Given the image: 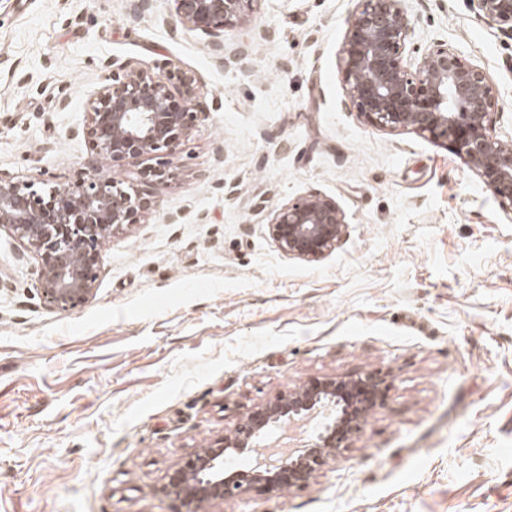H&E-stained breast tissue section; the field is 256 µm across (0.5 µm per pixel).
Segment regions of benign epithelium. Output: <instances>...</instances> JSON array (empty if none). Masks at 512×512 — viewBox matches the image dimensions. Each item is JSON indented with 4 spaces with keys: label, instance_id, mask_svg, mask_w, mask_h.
<instances>
[{
    "label": "benign epithelium",
    "instance_id": "obj_1",
    "mask_svg": "<svg viewBox=\"0 0 512 512\" xmlns=\"http://www.w3.org/2000/svg\"><path fill=\"white\" fill-rule=\"evenodd\" d=\"M175 22L214 38L224 50V29L246 23L252 0H172ZM348 23L340 73L346 98L367 125L445 140L451 150L512 209V140L493 133L499 100L487 74L440 45L415 70L402 54L410 21L405 0H361ZM477 13L512 32V0H471ZM195 79L181 71L158 75L146 68L114 72L87 102L83 134L112 166L145 158V174L172 176V158L197 119ZM146 202L124 182L94 171L72 186L42 179L0 177V231L8 232L37 261V294L44 308L67 312L97 292L103 242L139 223ZM345 217L320 195L272 210L269 231L281 251L320 260L342 236ZM388 387L378 372L354 378L315 379L244 415L232 433L178 464L163 486L182 512H203L215 499L253 488L280 492L304 488L360 434ZM321 431L303 449L282 452L261 470L224 475V457L259 447L275 430L327 410Z\"/></svg>",
    "mask_w": 512,
    "mask_h": 512
}]
</instances>
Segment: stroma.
<instances>
[{"mask_svg": "<svg viewBox=\"0 0 512 512\" xmlns=\"http://www.w3.org/2000/svg\"><path fill=\"white\" fill-rule=\"evenodd\" d=\"M359 0H253L224 45L171 0H0V176L84 172L147 199L105 243L95 297L43 307L36 261L0 233V512H179L168 473L254 407L312 379L380 372L388 398L305 488L206 512H512V211L444 141L366 125L340 58ZM405 60L443 44L499 93L512 139V33L471 0H405ZM193 75L176 173L115 167L82 134L112 71ZM71 104L58 110L56 97ZM318 194L345 215L316 262L271 211Z\"/></svg>", "mask_w": 512, "mask_h": 512, "instance_id": "1", "label": "stroma"}]
</instances>
